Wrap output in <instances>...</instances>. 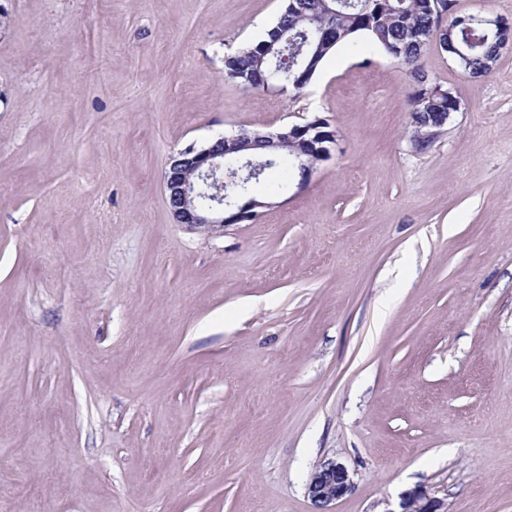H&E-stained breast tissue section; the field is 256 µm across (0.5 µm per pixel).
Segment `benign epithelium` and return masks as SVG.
Listing matches in <instances>:
<instances>
[{"label": "benign epithelium", "mask_w": 512, "mask_h": 512, "mask_svg": "<svg viewBox=\"0 0 512 512\" xmlns=\"http://www.w3.org/2000/svg\"><path fill=\"white\" fill-rule=\"evenodd\" d=\"M498 40L499 50H512V23L498 16H476ZM336 142L334 131L321 120L283 127L276 133L241 130L234 135L214 138L206 145L189 146L170 157L163 175L166 203L173 221L190 228L222 227L248 224L260 216V209L271 203L250 198L240 206L224 202L223 160L237 162L234 175L245 180L259 173L271 161L289 150L292 166L300 170L301 179L312 171L311 161L326 159L330 145ZM208 194L210 202L202 205L199 197ZM354 482L347 467L333 458L316 465L306 486L315 512H333L337 501L352 492ZM399 512H443V502L426 492H410L402 498Z\"/></svg>", "instance_id": "1"}]
</instances>
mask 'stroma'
<instances>
[{"mask_svg":"<svg viewBox=\"0 0 512 512\" xmlns=\"http://www.w3.org/2000/svg\"><path fill=\"white\" fill-rule=\"evenodd\" d=\"M284 0H0V512H512V52L427 149L366 36L300 98L224 57ZM322 119L251 224L174 223L177 151ZM354 482L347 467L328 458L316 465L306 486L315 512H333L337 501L352 492ZM397 512H444L443 502L427 492H410L403 496Z\"/></svg>","mask_w":512,"mask_h":512,"instance_id":"35a3bbf8","label":"stroma"}]
</instances>
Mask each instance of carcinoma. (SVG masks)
I'll return each mask as SVG.
<instances>
[{
	"label": "carcinoma",
	"instance_id": "1",
	"mask_svg": "<svg viewBox=\"0 0 512 512\" xmlns=\"http://www.w3.org/2000/svg\"><path fill=\"white\" fill-rule=\"evenodd\" d=\"M329 7L334 13H328ZM327 25L336 29L334 42L321 37ZM356 34L369 36L376 46L405 65L420 87L428 84L422 53L433 42L448 44L450 51L465 49L475 75L490 73L488 64L498 58L497 40L480 24L456 26L450 31L428 11L425 0H287L263 41L288 53L302 50L298 62L283 67L260 58L258 51L248 46L226 57L224 76L245 90L289 89L298 96L336 45ZM452 110L453 102L445 96L426 98L418 90L410 97V119L416 129L440 121ZM270 170L269 175L240 182L231 192L232 198L241 201L258 185L268 192L279 191L296 173L286 156Z\"/></svg>",
	"mask_w": 512,
	"mask_h": 512
}]
</instances>
